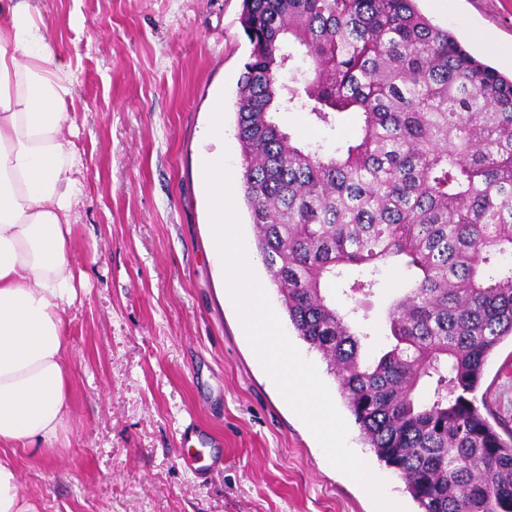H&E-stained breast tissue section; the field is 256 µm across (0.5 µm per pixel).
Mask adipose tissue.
<instances>
[{
    "instance_id": "adipose-tissue-1",
    "label": "adipose tissue",
    "mask_w": 512,
    "mask_h": 512,
    "mask_svg": "<svg viewBox=\"0 0 512 512\" xmlns=\"http://www.w3.org/2000/svg\"><path fill=\"white\" fill-rule=\"evenodd\" d=\"M0 512H31L18 456L46 462L69 417V256L82 188L63 129L72 81L30 0H0Z\"/></svg>"
}]
</instances>
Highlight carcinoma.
<instances>
[{"instance_id": "obj_1", "label": "carcinoma", "mask_w": 512, "mask_h": 512, "mask_svg": "<svg viewBox=\"0 0 512 512\" xmlns=\"http://www.w3.org/2000/svg\"><path fill=\"white\" fill-rule=\"evenodd\" d=\"M413 2L243 0L240 190L291 326L421 512H512V426L477 398L512 338V77ZM281 109L330 128L351 114L356 128L330 151L283 128ZM349 266L367 276L339 306ZM387 267L415 277L366 360L359 305Z\"/></svg>"}]
</instances>
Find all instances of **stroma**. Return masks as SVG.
I'll return each mask as SVG.
<instances>
[{
  "label": "stroma",
  "instance_id": "stroma-1",
  "mask_svg": "<svg viewBox=\"0 0 512 512\" xmlns=\"http://www.w3.org/2000/svg\"><path fill=\"white\" fill-rule=\"evenodd\" d=\"M74 82L66 129L80 157L82 202L70 257L87 278L68 310L70 419L56 462L22 460L34 512H375L368 493L322 455L250 346L210 253L207 197L196 175L201 133L223 99L224 148L242 176L237 82L250 54L242 0H31ZM418 10L474 55L512 74V0H456ZM280 123L306 141L343 142L304 113ZM365 311L373 357L406 272L383 270ZM512 420V342L489 358L479 389ZM349 439L418 512L403 481ZM224 464L209 469L210 456Z\"/></svg>",
  "mask_w": 512,
  "mask_h": 512
}]
</instances>
